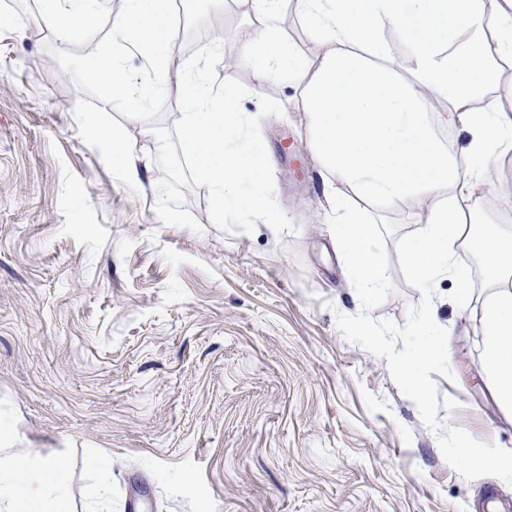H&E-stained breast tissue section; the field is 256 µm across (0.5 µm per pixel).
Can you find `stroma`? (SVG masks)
Returning <instances> with one entry per match:
<instances>
[{
    "instance_id": "stroma-1",
    "label": "stroma",
    "mask_w": 512,
    "mask_h": 512,
    "mask_svg": "<svg viewBox=\"0 0 512 512\" xmlns=\"http://www.w3.org/2000/svg\"><path fill=\"white\" fill-rule=\"evenodd\" d=\"M43 0H0V415L16 447L69 465L73 512H475L512 485L466 480L390 377L386 359L348 342L337 314L362 311L329 227L328 186L309 148L308 119L288 78L255 89L238 60L217 65L282 115L261 119L274 195L296 227L271 235L215 227L208 189L185 188L194 231L155 211L158 143L112 105L62 82L36 19ZM182 22L223 32L239 52L250 10L228 0H178ZM125 130L139 179L112 164L96 127ZM489 171L464 209L475 220L512 215ZM386 236L392 292L370 315L405 325L421 300L401 272L397 216ZM470 290L439 278L432 313L447 329L453 379L437 377L443 425L512 448L486 382L480 311L488 275L462 252ZM112 460L96 496L90 457Z\"/></svg>"
}]
</instances>
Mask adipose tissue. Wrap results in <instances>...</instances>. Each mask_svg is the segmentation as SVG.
Instances as JSON below:
<instances>
[{
	"label": "adipose tissue",
	"instance_id": "adipose-tissue-1",
	"mask_svg": "<svg viewBox=\"0 0 512 512\" xmlns=\"http://www.w3.org/2000/svg\"><path fill=\"white\" fill-rule=\"evenodd\" d=\"M87 0H48L40 22L64 40L87 26ZM160 0H127L115 18L126 46L167 88L176 58L159 32ZM283 0H251L255 25L241 44L257 84L288 76L306 112L310 145L335 200L336 236L363 289L380 287L377 225L350 203L409 217L420 229L405 254L431 287L443 275L466 291L465 248L493 287L482 322L489 386L512 416V228L470 223L463 204L512 154V0H294L319 48L297 55L279 26ZM446 126L466 133L449 148ZM0 420V512H67L64 459L11 449Z\"/></svg>",
	"mask_w": 512,
	"mask_h": 512
}]
</instances>
